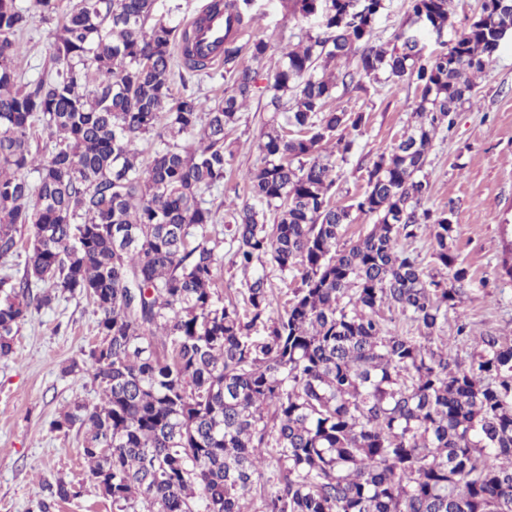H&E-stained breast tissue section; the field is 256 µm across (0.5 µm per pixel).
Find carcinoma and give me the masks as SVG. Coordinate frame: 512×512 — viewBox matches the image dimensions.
<instances>
[{"mask_svg":"<svg viewBox=\"0 0 512 512\" xmlns=\"http://www.w3.org/2000/svg\"><path fill=\"white\" fill-rule=\"evenodd\" d=\"M223 2L228 86L207 102L173 92L175 67L211 66L157 0H69L65 13L0 0V261L25 255L21 276H0V358L67 294L92 300L99 336L64 372L96 383L100 403L50 423L77 429L88 470L48 484L43 512L81 489L112 512H512V342L457 312L471 275L451 247L454 205L422 207L433 139L475 102L512 0H482L427 55L451 0H410L386 42L373 40L386 0H289L318 30L278 47L260 165L243 174L246 198L215 209L206 195L232 174L225 130L271 51L232 34L252 0ZM57 18L45 74L23 81L20 35ZM381 74L415 80L417 124L340 205L333 157L364 116L332 103ZM38 126L49 146L34 151ZM354 210L375 224L342 244ZM422 224L447 279L398 248ZM226 242L244 274L234 290L219 274ZM267 263L300 286L276 295Z\"/></svg>","mask_w":512,"mask_h":512,"instance_id":"1","label":"carcinoma"}]
</instances>
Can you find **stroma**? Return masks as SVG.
Listing matches in <instances>:
<instances>
[{
  "mask_svg": "<svg viewBox=\"0 0 512 512\" xmlns=\"http://www.w3.org/2000/svg\"><path fill=\"white\" fill-rule=\"evenodd\" d=\"M249 39L272 45L297 42L310 20L291 15L283 0H254ZM51 27L34 22L21 35L27 53L23 79L39 78ZM416 83L381 82L343 94L339 106L363 113L359 130H347L354 146L336 162V199L350 204L367 187L374 161L400 140L416 118ZM476 107H462L451 132L438 134L424 172L431 184L428 208L454 205L453 250L472 276L458 306L475 327L512 341V282L499 274L512 246V37L504 40L487 72L478 80ZM252 96L240 121L226 130L235 152L234 175L224 182L223 198L246 194L240 174L258 165V142L269 114ZM97 339L93 304L82 296L60 298L27 321L14 338V353L0 360V512H40L45 483L57 477L78 481L87 465L77 432L51 431L50 423L73 402H99L90 379L62 374Z\"/></svg>",
  "mask_w": 512,
  "mask_h": 512,
  "instance_id": "35a3bbf8",
  "label": "stroma"
}]
</instances>
